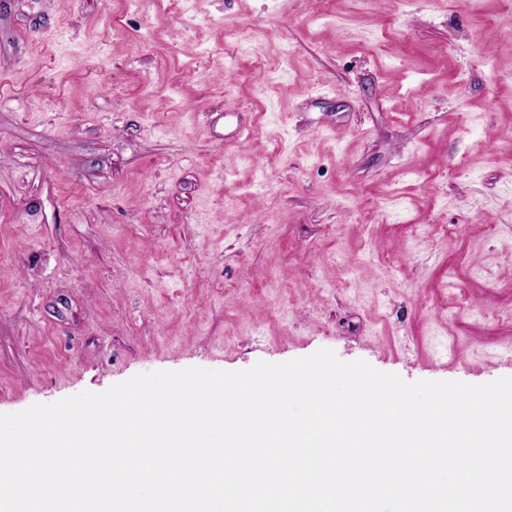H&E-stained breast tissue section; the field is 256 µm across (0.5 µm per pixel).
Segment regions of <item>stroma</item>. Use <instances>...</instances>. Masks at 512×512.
Wrapping results in <instances>:
<instances>
[{
	"instance_id": "obj_1",
	"label": "stroma",
	"mask_w": 512,
	"mask_h": 512,
	"mask_svg": "<svg viewBox=\"0 0 512 512\" xmlns=\"http://www.w3.org/2000/svg\"><path fill=\"white\" fill-rule=\"evenodd\" d=\"M322 348L512 377V0H0V413Z\"/></svg>"
}]
</instances>
